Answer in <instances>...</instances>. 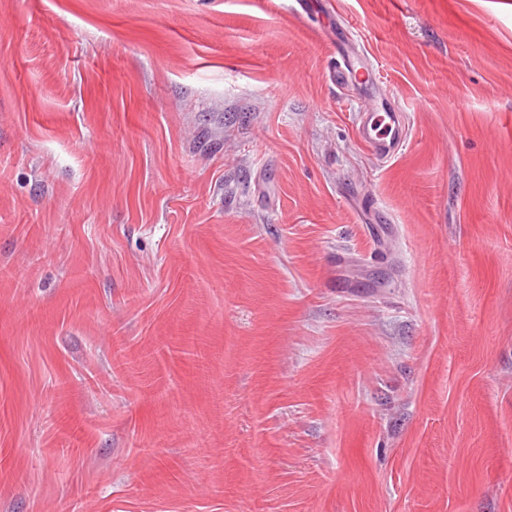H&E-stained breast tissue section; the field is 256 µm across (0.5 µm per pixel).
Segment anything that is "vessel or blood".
Masks as SVG:
<instances>
[{
  "instance_id": "vessel-or-blood-1",
  "label": "vessel or blood",
  "mask_w": 512,
  "mask_h": 512,
  "mask_svg": "<svg viewBox=\"0 0 512 512\" xmlns=\"http://www.w3.org/2000/svg\"><path fill=\"white\" fill-rule=\"evenodd\" d=\"M333 78L338 88L362 92L375 73L370 55L353 32L337 39ZM359 141L376 157L392 159L408 137L405 118L399 112H382L377 106L363 105L356 118Z\"/></svg>"
}]
</instances>
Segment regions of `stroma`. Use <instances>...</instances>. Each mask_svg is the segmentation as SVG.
Returning a JSON list of instances; mask_svg holds the SVG:
<instances>
[{"label":"stroma","mask_w":512,"mask_h":512,"mask_svg":"<svg viewBox=\"0 0 512 512\" xmlns=\"http://www.w3.org/2000/svg\"><path fill=\"white\" fill-rule=\"evenodd\" d=\"M0 0V512H512V0ZM338 29L344 31V35L342 38L336 36L333 79L339 89L360 94L375 74L370 55L353 32L341 25L336 26ZM355 132L359 141L376 157L392 159L408 137L401 112H379L378 107L362 105L356 118Z\"/></svg>","instance_id":"stroma-1"}]
</instances>
